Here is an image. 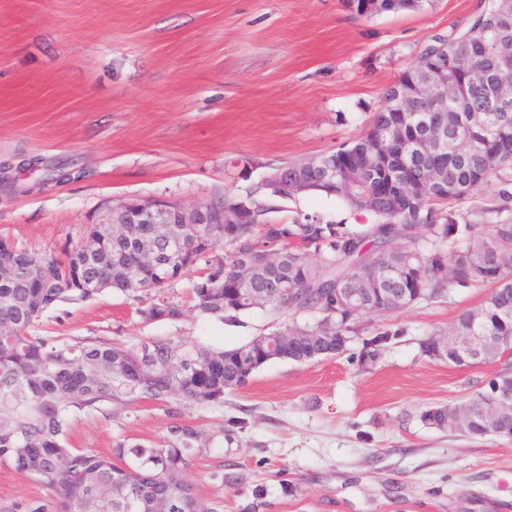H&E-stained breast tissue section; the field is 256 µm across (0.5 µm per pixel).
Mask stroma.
I'll list each match as a JSON object with an SVG mask.
<instances>
[{
	"label": "stroma",
	"instance_id": "obj_1",
	"mask_svg": "<svg viewBox=\"0 0 512 512\" xmlns=\"http://www.w3.org/2000/svg\"><path fill=\"white\" fill-rule=\"evenodd\" d=\"M480 0L357 14L347 0H0V237L63 257L113 209L163 199L193 208L243 197L277 168L354 138L424 42L467 28ZM512 208V173L460 210ZM488 287L364 321L336 356L272 360L220 403L128 397L75 411L70 444L161 446L195 431L184 472L217 512H512V441L427 427L504 367L429 358L428 336L479 307ZM131 296L60 302L36 332L63 342L171 340L232 349L310 315L256 308L232 320L143 322ZM389 340L368 359L365 339ZM235 477L224 485L223 475ZM46 488L0 467V512Z\"/></svg>",
	"mask_w": 512,
	"mask_h": 512
}]
</instances>
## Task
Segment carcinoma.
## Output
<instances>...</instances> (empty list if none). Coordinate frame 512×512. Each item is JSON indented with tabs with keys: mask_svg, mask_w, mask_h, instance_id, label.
I'll return each instance as SVG.
<instances>
[{
	"mask_svg": "<svg viewBox=\"0 0 512 512\" xmlns=\"http://www.w3.org/2000/svg\"><path fill=\"white\" fill-rule=\"evenodd\" d=\"M358 13L419 9L424 0H352ZM443 72L444 83L428 96L417 86L426 73ZM512 0H481L466 31L431 37L412 64L383 93L380 110L358 138L324 152L320 165L298 161L285 167L288 183L302 193L334 196L361 224H333L294 211L271 222L270 199L278 190L257 185L244 197L224 193L206 203L218 210L242 204L251 215L255 244L226 238L207 224H169L196 243L185 253L181 273L197 279L187 301L164 292L169 282L143 266V244L158 224H136L131 234L111 236L99 224L85 237L98 244L84 256L83 244L60 260L13 247L32 275L0 273V465L42 482L49 505L20 512H194L203 506L184 479L195 433L181 428L161 448L119 442L109 453L69 445L74 411L127 396L187 404L220 403L241 387L252 368L247 345L229 350L198 349L155 341L133 350L119 342L82 339L58 343L36 333L42 314L62 301H86L101 282L129 294L145 322L183 317L233 319L244 307L224 303L229 286L245 283L266 297L273 311L310 313L331 319L347 335L346 314H330L332 291L359 288L360 315L381 316L412 306L413 298H443L460 288L489 285L480 335L512 336V220L484 221L480 233L457 205L489 181L512 170ZM448 111H427L440 98ZM401 140V156L385 161L376 143ZM336 181H327V172ZM432 183L403 209L398 194L417 186L427 172ZM281 248L280 261L258 276L249 266L262 247ZM224 253H218L220 247ZM288 287H281V283ZM311 342L281 345L283 359L305 363L329 350L320 328ZM483 393L464 401L471 422L464 436L487 435Z\"/></svg>",
	"mask_w": 512,
	"mask_h": 512,
	"instance_id": "1",
	"label": "carcinoma"
}]
</instances>
